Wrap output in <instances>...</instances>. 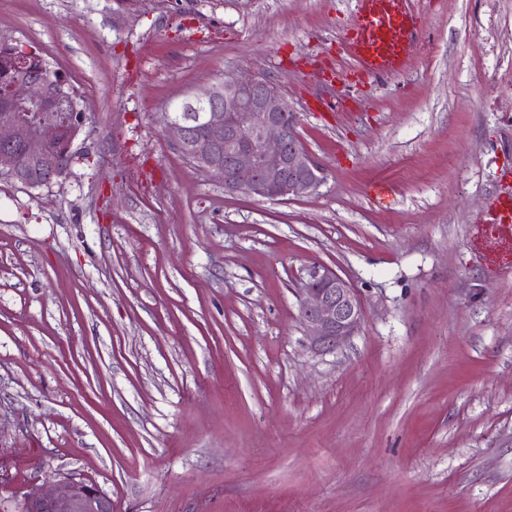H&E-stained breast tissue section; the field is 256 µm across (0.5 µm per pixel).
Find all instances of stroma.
<instances>
[{
    "instance_id": "1",
    "label": "stroma",
    "mask_w": 512,
    "mask_h": 512,
    "mask_svg": "<svg viewBox=\"0 0 512 512\" xmlns=\"http://www.w3.org/2000/svg\"><path fill=\"white\" fill-rule=\"evenodd\" d=\"M411 2L373 76L357 0H0V41L95 98L65 180L0 178V512L61 473L112 512H512V257L471 244L512 169V0ZM227 74L299 112L317 192L231 195L181 156L166 112ZM313 263L364 307L323 355ZM420 33L408 0H358L346 37L347 51L365 72L393 74L406 64L408 49Z\"/></svg>"
}]
</instances>
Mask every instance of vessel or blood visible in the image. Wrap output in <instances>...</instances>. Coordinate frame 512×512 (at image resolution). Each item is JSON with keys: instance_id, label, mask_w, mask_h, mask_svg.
<instances>
[{"instance_id": "1", "label": "vessel or blood", "mask_w": 512, "mask_h": 512, "mask_svg": "<svg viewBox=\"0 0 512 512\" xmlns=\"http://www.w3.org/2000/svg\"><path fill=\"white\" fill-rule=\"evenodd\" d=\"M419 35V20L408 0H358L347 50L365 72L393 74L406 64L408 50ZM472 245L488 270H501L503 253L512 251V192L505 189L489 197L473 228Z\"/></svg>"}]
</instances>
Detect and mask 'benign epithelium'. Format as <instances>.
<instances>
[{"label": "benign epithelium", "instance_id": "1", "mask_svg": "<svg viewBox=\"0 0 512 512\" xmlns=\"http://www.w3.org/2000/svg\"><path fill=\"white\" fill-rule=\"evenodd\" d=\"M63 80L43 74L16 80L0 97V176L29 188L65 178L70 166L48 145L85 125L73 113L63 125L48 123L43 113L62 97ZM187 102L204 110L166 113V131L196 168L224 184L230 194L262 200H289L311 194L323 182V168L303 148L296 127L299 113L265 78L224 76ZM300 314L317 353L336 350L355 335L364 317L361 296L332 268L313 263L298 289ZM20 512H112V496L97 484L60 474L51 487H30Z\"/></svg>", "mask_w": 512, "mask_h": 512}]
</instances>
